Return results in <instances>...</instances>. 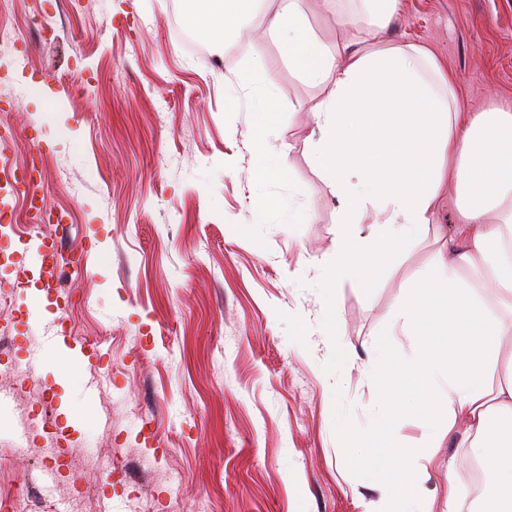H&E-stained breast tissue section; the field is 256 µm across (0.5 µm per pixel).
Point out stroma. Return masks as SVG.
<instances>
[{"label": "stroma", "instance_id": "35a3bbf8", "mask_svg": "<svg viewBox=\"0 0 512 512\" xmlns=\"http://www.w3.org/2000/svg\"><path fill=\"white\" fill-rule=\"evenodd\" d=\"M0 26L18 32L0 49V166L39 141L48 211L94 251L49 296L22 242L50 225L20 207L18 235L0 236V496L34 486L28 512H375L396 458L368 354L410 358L393 307L440 277L433 235L369 251L329 287L337 201L309 159L316 90L270 36L194 56L178 0H12ZM383 36L426 47L464 111L512 100V0H402ZM266 89L267 151L289 168L260 180L250 101ZM61 320L98 348L80 368L49 338ZM342 343L358 354L346 372L330 367ZM46 416L69 450L55 462ZM477 456L433 449L418 512H446Z\"/></svg>", "mask_w": 512, "mask_h": 512}]
</instances>
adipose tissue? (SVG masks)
Instances as JSON below:
<instances>
[{"mask_svg":"<svg viewBox=\"0 0 512 512\" xmlns=\"http://www.w3.org/2000/svg\"><path fill=\"white\" fill-rule=\"evenodd\" d=\"M182 2L188 29L216 50L230 38L251 41L252 21L260 19L294 70L317 87L308 107L310 159L338 202L329 282L354 278L366 252H400L424 229L443 241L435 261L444 278L405 289L395 308L412 338V359L397 368L384 347L375 349L372 370L385 387L377 432L396 435L395 411L407 394L436 423L424 446L396 448V476L380 512H411L408 493L421 482L412 459L448 438L479 451L484 493L476 512H512V381L491 388L485 378L488 344L505 328L477 304L482 290L512 309V101L461 111L452 75L425 47L380 40L401 0H357L356 14L336 12L340 35L331 44L304 25L301 0ZM253 110L256 174L283 175L285 161L266 154L274 94L256 98ZM444 187L458 204L451 228L434 221Z\"/></svg>","mask_w":512,"mask_h":512,"instance_id":"adipose-tissue-1","label":"adipose tissue"}]
</instances>
